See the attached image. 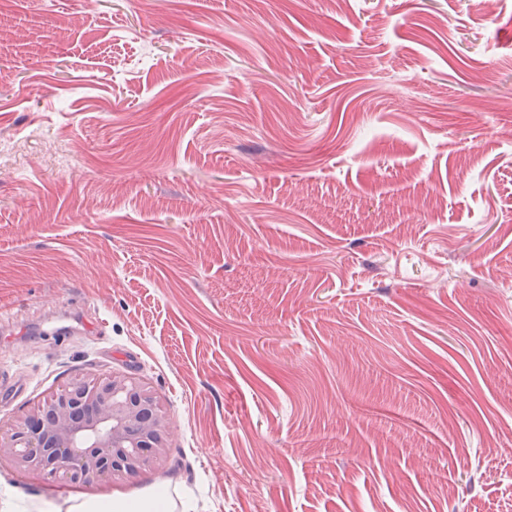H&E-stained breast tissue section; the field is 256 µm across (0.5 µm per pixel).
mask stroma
Returning a JSON list of instances; mask_svg holds the SVG:
<instances>
[{
  "label": "stroma",
  "mask_w": 512,
  "mask_h": 512,
  "mask_svg": "<svg viewBox=\"0 0 512 512\" xmlns=\"http://www.w3.org/2000/svg\"><path fill=\"white\" fill-rule=\"evenodd\" d=\"M1 142L0 425L116 372L170 447L0 504L512 512V0H0ZM68 512H172L174 503L168 490L151 488L148 494L137 498L127 497H97L81 498L75 496Z\"/></svg>",
  "instance_id": "35a3bbf8"
}]
</instances>
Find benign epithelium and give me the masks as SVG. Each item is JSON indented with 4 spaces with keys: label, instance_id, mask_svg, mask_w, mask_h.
I'll use <instances>...</instances> for the list:
<instances>
[{
    "label": "benign epithelium",
    "instance_id": "obj_1",
    "mask_svg": "<svg viewBox=\"0 0 512 512\" xmlns=\"http://www.w3.org/2000/svg\"><path fill=\"white\" fill-rule=\"evenodd\" d=\"M169 436L164 407L145 381L87 373L0 428V460L25 476L123 481L162 465Z\"/></svg>",
    "mask_w": 512,
    "mask_h": 512
}]
</instances>
